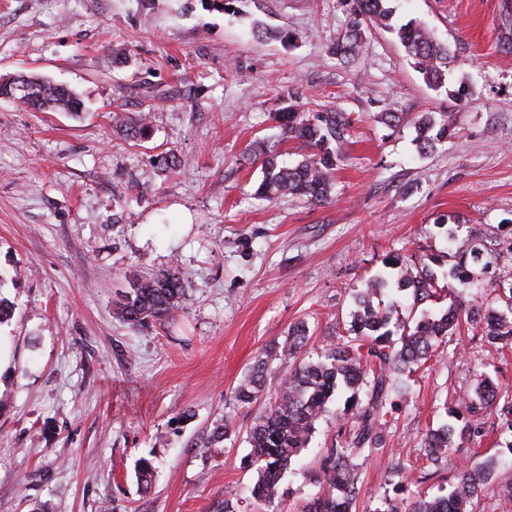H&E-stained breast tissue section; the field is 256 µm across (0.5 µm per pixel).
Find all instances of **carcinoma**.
Here are the masks:
<instances>
[{
  "mask_svg": "<svg viewBox=\"0 0 512 512\" xmlns=\"http://www.w3.org/2000/svg\"><path fill=\"white\" fill-rule=\"evenodd\" d=\"M393 0H353L352 18L348 29L336 41L330 52L340 59L358 56L363 47L365 28L378 26L396 34L413 65L431 87L441 88L448 75V47L437 42L423 25L409 20L396 24ZM27 91L20 97L27 108L35 112H69L79 115L81 100L70 88L55 85L39 76H28ZM283 140L295 145L302 159L288 166L278 161L273 147L257 143L262 158V179L256 195L273 199L291 194L312 204L332 200L333 174L338 150L343 144L349 119L331 109L300 112L295 107L278 113ZM115 128L130 139L143 140L150 136L148 116L130 122L117 114ZM455 128L451 114L435 117L422 115L416 123L419 153L433 152L440 139ZM384 270L369 279L364 287L355 289V310L347 335L329 341L317 359H306L303 352L310 339L303 322L295 324L283 342L265 351V358L244 376L234 389L238 407L248 408L266 392H273L249 431L250 465L256 467L257 480L247 488L249 498L265 512L279 496L283 474L308 447L316 424L329 402L340 388L351 391L341 418L351 423V441L341 448H331L317 482L326 490L307 501L300 512H349L359 494V476L352 456L364 448H376L385 442V433L392 420L388 407L390 394L401 389V378H411L420 364L429 360L440 338L456 328L461 316L483 325L485 341L490 346L512 343V286L499 289L497 299L505 310H495L487 300L475 299L464 309L456 302L436 315L417 308L443 291L438 277L428 267H418L399 254L382 260ZM129 288L120 294L117 311L133 328L164 325L182 310L185 288L180 277L156 274L128 277ZM411 294L412 305L407 318L400 317L401 298ZM392 299L384 301L383 295ZM274 357L288 363L279 376L267 372V359ZM365 390L364 399L358 398ZM502 394L494 381L485 376L475 386L473 394L460 399L465 412L477 418L486 411L501 408L512 415V400L500 403ZM232 420L224 418L214 425L199 444L209 448L224 442L231 431ZM470 423L458 427L443 423L427 431L423 439L425 458L437 463L448 451L473 440ZM155 467L149 459L136 463L138 488L144 492L152 486ZM495 484L512 497V474L487 462L480 468L463 466L458 482L446 496L420 499L409 512H470L471 500L485 487Z\"/></svg>",
  "mask_w": 512,
  "mask_h": 512,
  "instance_id": "cac0c4a2",
  "label": "carcinoma"
}]
</instances>
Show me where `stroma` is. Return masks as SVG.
<instances>
[{"instance_id":"stroma-1","label":"stroma","mask_w":512,"mask_h":512,"mask_svg":"<svg viewBox=\"0 0 512 512\" xmlns=\"http://www.w3.org/2000/svg\"><path fill=\"white\" fill-rule=\"evenodd\" d=\"M351 0H0V77L36 74L74 89L81 118L31 112L0 98V324L10 353L0 371V512H211L245 489L248 432L259 407L233 392L271 345L306 322L310 352L345 335L353 291L392 252L451 269L473 242L496 249L482 286L512 279V6L506 0H399L402 19L447 45V87L429 88L390 33L365 32L361 56L330 52ZM292 42L254 36V23ZM128 58L114 62L113 44ZM467 81L457 107L448 91ZM350 119L331 203L256 197L250 152L282 141L288 105ZM401 112L396 127L381 113ZM150 113L152 135H116L112 115ZM451 112L452 134L422 156L414 123ZM176 154L180 170L159 163ZM171 273L184 309L171 326L131 328L116 302L129 275ZM512 395V344L486 346L461 324L396 398L384 447L353 457L352 512H403L450 493L462 462L512 461V422L477 421L465 447L429 465V428L447 418L481 373ZM192 410L183 419L184 410ZM229 440L200 451L224 416ZM349 429L328 410L280 483L276 512L320 490L329 448ZM157 467L137 489L139 458Z\"/></svg>"}]
</instances>
